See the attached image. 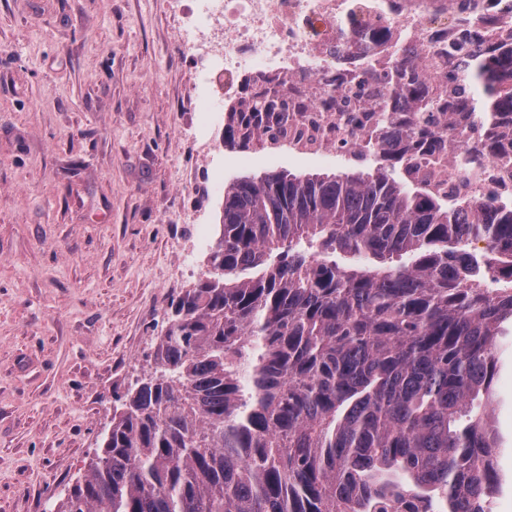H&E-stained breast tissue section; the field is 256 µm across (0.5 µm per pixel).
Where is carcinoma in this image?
I'll return each instance as SVG.
<instances>
[{
  "mask_svg": "<svg viewBox=\"0 0 512 512\" xmlns=\"http://www.w3.org/2000/svg\"><path fill=\"white\" fill-rule=\"evenodd\" d=\"M367 110L373 167L224 187L207 273L169 304L155 375L58 512H490V410L512 333V197L450 199L406 168L483 114L475 151L512 158V51L445 90L397 48ZM300 107L255 93L224 127L246 148ZM325 112H355L342 94ZM484 240L482 253L471 249Z\"/></svg>",
  "mask_w": 512,
  "mask_h": 512,
  "instance_id": "carcinoma-1",
  "label": "carcinoma"
}]
</instances>
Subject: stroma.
Wrapping results in <instances>:
<instances>
[{
    "mask_svg": "<svg viewBox=\"0 0 512 512\" xmlns=\"http://www.w3.org/2000/svg\"><path fill=\"white\" fill-rule=\"evenodd\" d=\"M197 68L169 0H0V512H52L86 474L209 268L213 182L350 167L224 146L189 110ZM493 388L512 440V351Z\"/></svg>",
    "mask_w": 512,
    "mask_h": 512,
    "instance_id": "obj_1",
    "label": "stroma"
}]
</instances>
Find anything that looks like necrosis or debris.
Listing matches in <instances>:
<instances>
[{
	"instance_id": "necrosis-or-debris-1",
	"label": "necrosis or debris",
	"mask_w": 512,
	"mask_h": 512,
	"mask_svg": "<svg viewBox=\"0 0 512 512\" xmlns=\"http://www.w3.org/2000/svg\"><path fill=\"white\" fill-rule=\"evenodd\" d=\"M479 2L483 20L475 24L464 0H173L179 45L202 66L192 109L217 116L225 107L221 89H232L245 73L256 90L283 82L305 107L291 113L287 137L262 138L257 149L273 158L362 161L366 128L350 123L322 136L309 130L327 119L316 110L326 88L360 78L367 88L361 101L370 103L397 46L416 59L451 41L497 53L512 48V0ZM485 134L475 116L453 137L452 151L440 157L442 190L483 200L512 197V166L498 158L482 157L472 166L459 161Z\"/></svg>"
}]
</instances>
